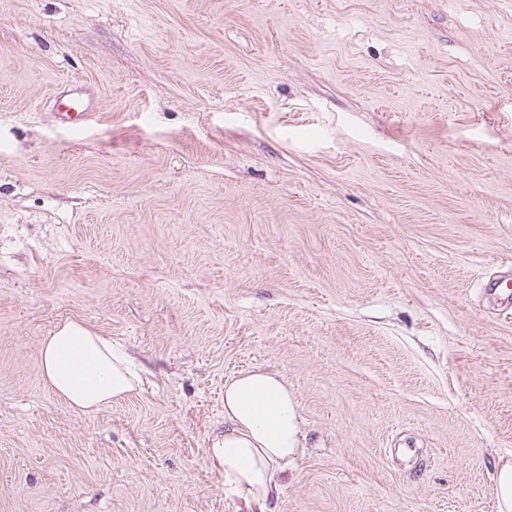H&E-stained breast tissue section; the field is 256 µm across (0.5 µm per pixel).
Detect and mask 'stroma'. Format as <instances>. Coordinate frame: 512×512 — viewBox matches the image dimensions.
<instances>
[{"mask_svg": "<svg viewBox=\"0 0 512 512\" xmlns=\"http://www.w3.org/2000/svg\"><path fill=\"white\" fill-rule=\"evenodd\" d=\"M509 257L512 0H0V512H253L208 450L257 367L301 427L266 512H498ZM69 321L143 391L55 394ZM56 120L72 129H81L92 121L98 110V101L82 83H75L71 88L56 92L53 97ZM512 278L509 275H493L482 282L480 287V294L487 298H494L499 295H504L508 298V303L498 309V317L511 319L512 316V293L510 283Z\"/></svg>", "mask_w": 512, "mask_h": 512, "instance_id": "1", "label": "stroma"}]
</instances>
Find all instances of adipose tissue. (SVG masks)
<instances>
[{
    "label": "adipose tissue",
    "instance_id": "ef3b65f1",
    "mask_svg": "<svg viewBox=\"0 0 512 512\" xmlns=\"http://www.w3.org/2000/svg\"><path fill=\"white\" fill-rule=\"evenodd\" d=\"M42 374L70 406L91 411L128 399L142 377L111 342L78 323L64 324L43 345ZM298 404L277 373L252 369L224 383V435L209 455L224 483L249 504L265 508L278 494L275 474L299 454Z\"/></svg>",
    "mask_w": 512,
    "mask_h": 512
}]
</instances>
